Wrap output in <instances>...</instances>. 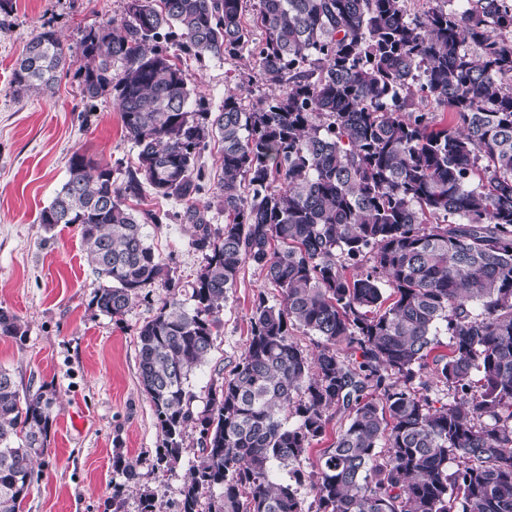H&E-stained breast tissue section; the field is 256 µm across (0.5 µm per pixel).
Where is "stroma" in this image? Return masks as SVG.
<instances>
[{
    "mask_svg": "<svg viewBox=\"0 0 512 512\" xmlns=\"http://www.w3.org/2000/svg\"><path fill=\"white\" fill-rule=\"evenodd\" d=\"M11 14L0 13V309L17 315L23 338L0 336V367L26 387L53 386L57 395L49 444L33 462V483L21 512H104L112 499L115 455L140 460L139 488L128 491L123 512H139V490L158 499L159 512H178L186 471L200 460L197 438H189L178 464L151 470L164 436L149 398L139 384L137 329L154 308L136 304L124 316L101 314L91 299L97 286L77 224L46 226L39 214L69 177V159L81 153L112 170L125 184L138 163V149L122 131L111 98L88 105L76 71L38 96H17L10 84L26 42L48 24L72 61L81 58L85 28L121 18L126 0H12ZM196 95L217 111L225 93L250 103L261 80L243 81L253 72L250 57H183ZM136 216L163 212L160 224H146L148 242L176 277L193 279L202 257L190 248V231L181 202L150 193L131 199ZM270 303L281 294L266 273L245 263L224 303L222 327L208 361L192 377L202 396L227 376L250 336L258 296Z\"/></svg>",
    "mask_w": 512,
    "mask_h": 512,
    "instance_id": "1",
    "label": "stroma"
}]
</instances>
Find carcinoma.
I'll list each match as a JSON object with an SVG mask.
<instances>
[{
	"label": "carcinoma",
	"instance_id": "cac0c4a2",
	"mask_svg": "<svg viewBox=\"0 0 512 512\" xmlns=\"http://www.w3.org/2000/svg\"><path fill=\"white\" fill-rule=\"evenodd\" d=\"M406 2L127 0L121 20L82 34L83 97L112 96L138 167L118 186L73 153L39 222L81 226L102 314L166 291L137 329L139 379L164 435L153 468L200 436L180 512H512V0H434L414 15ZM170 43L200 58L246 52L266 91L248 108L226 94L211 112ZM65 66L43 26L13 90H47ZM214 140L215 181L197 166ZM146 188L184 205L202 255L186 283L126 205ZM203 194L223 227L197 207ZM247 262L281 302L258 296L244 354L196 410L191 375ZM0 335L24 337L2 309ZM427 369L447 391L439 407ZM55 404V389L22 390L0 367V512H20ZM332 409L348 425L308 470ZM112 469L122 481L105 510L122 512L139 462L117 455Z\"/></svg>",
	"mask_w": 512,
	"mask_h": 512
}]
</instances>
